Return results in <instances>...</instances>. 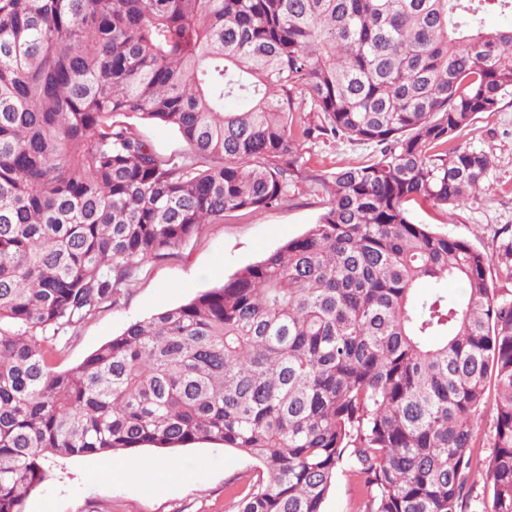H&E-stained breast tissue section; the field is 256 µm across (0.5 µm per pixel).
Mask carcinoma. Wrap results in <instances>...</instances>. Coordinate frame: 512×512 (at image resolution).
<instances>
[{
  "mask_svg": "<svg viewBox=\"0 0 512 512\" xmlns=\"http://www.w3.org/2000/svg\"><path fill=\"white\" fill-rule=\"evenodd\" d=\"M489 12L512 0H0V512L53 456L201 441L257 465L234 512H323L345 467L362 512H467L480 479L482 512H512V239L491 256L409 210L484 193L489 152L460 137L512 102ZM320 138L379 155L306 171ZM299 180L327 197L306 233L52 367L44 332ZM121 119L132 124L136 132L147 140L155 151L162 156H178L189 151L185 141L173 128L143 121L135 117H121ZM493 421L494 413L489 408L478 417L479 436L474 455L480 459H484L492 450Z\"/></svg>",
  "mask_w": 512,
  "mask_h": 512,
  "instance_id": "carcinoma-1",
  "label": "carcinoma"
}]
</instances>
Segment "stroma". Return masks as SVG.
Listing matches in <instances>:
<instances>
[{"instance_id": "1", "label": "stroma", "mask_w": 512, "mask_h": 512, "mask_svg": "<svg viewBox=\"0 0 512 512\" xmlns=\"http://www.w3.org/2000/svg\"><path fill=\"white\" fill-rule=\"evenodd\" d=\"M464 144L491 153L493 166L477 203L447 213L425 204L412 205L416 222L470 241L496 254L503 225L512 226V105L478 115L463 134ZM374 146L347 141H316L304 145L305 169L333 171L375 158ZM291 203L254 214L234 212L208 224L174 255L142 264L126 284L117 307H105L70 332L54 357L59 369L80 364L91 352L126 325L164 308L182 304L198 292L222 284L243 267L303 234L317 223L323 199L311 196L308 183L291 187ZM178 477L153 469L160 453L152 447L131 451L141 467L132 476L114 477L100 459L54 457L49 476L24 499L23 512H228L226 483H248L254 463L217 444L200 442L178 449ZM363 483L350 470L339 471L324 503V512H359Z\"/></svg>"}]
</instances>
